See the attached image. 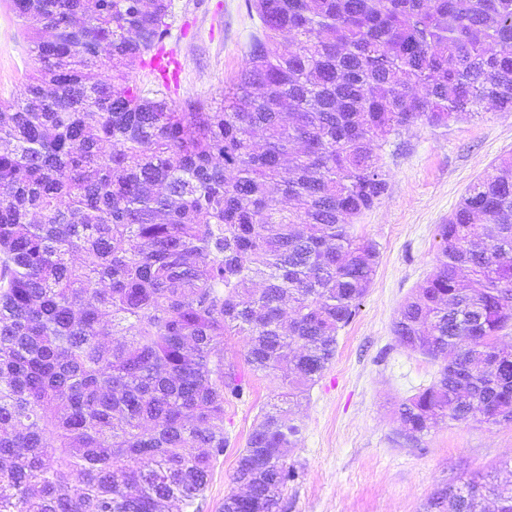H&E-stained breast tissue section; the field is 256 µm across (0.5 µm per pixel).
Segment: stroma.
Listing matches in <instances>:
<instances>
[{
  "mask_svg": "<svg viewBox=\"0 0 512 512\" xmlns=\"http://www.w3.org/2000/svg\"><path fill=\"white\" fill-rule=\"evenodd\" d=\"M10 3L0 0V102L16 98L35 68L29 33ZM170 23L165 43L182 65L172 98H221L244 65L255 13L246 0H174ZM509 154L512 113L491 110L446 129L414 127L385 147L388 191L353 226L377 247L376 273L355 318L339 331L328 369L292 408L303 433L288 454L295 478L283 512H420L435 490L477 472L512 486V472L502 467L512 457V424L445 422L414 445L399 437V404L429 384L441 363L404 348L392 331L401 305L436 265L439 225ZM248 381L249 396L225 407L226 450L189 512H222L235 488L238 454L278 386L272 375Z\"/></svg>",
  "mask_w": 512,
  "mask_h": 512,
  "instance_id": "obj_1",
  "label": "stroma"
}]
</instances>
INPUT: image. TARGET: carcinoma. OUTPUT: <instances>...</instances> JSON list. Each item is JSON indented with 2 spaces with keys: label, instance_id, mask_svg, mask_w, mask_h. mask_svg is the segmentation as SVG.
Here are the masks:
<instances>
[{
  "label": "carcinoma",
  "instance_id": "1",
  "mask_svg": "<svg viewBox=\"0 0 512 512\" xmlns=\"http://www.w3.org/2000/svg\"><path fill=\"white\" fill-rule=\"evenodd\" d=\"M260 26L217 105L148 97L172 0H12L36 67L0 103V512H168L224 455L244 361L304 396L373 281L351 228L388 189L378 150L489 105L512 112V0H249ZM288 33L286 49L279 36ZM107 65L112 78H100ZM403 347L445 359L398 407L416 443L446 421L512 423V155L469 187ZM302 427L261 415L224 512H281ZM425 512H512L474 476Z\"/></svg>",
  "mask_w": 512,
  "mask_h": 512
}]
</instances>
